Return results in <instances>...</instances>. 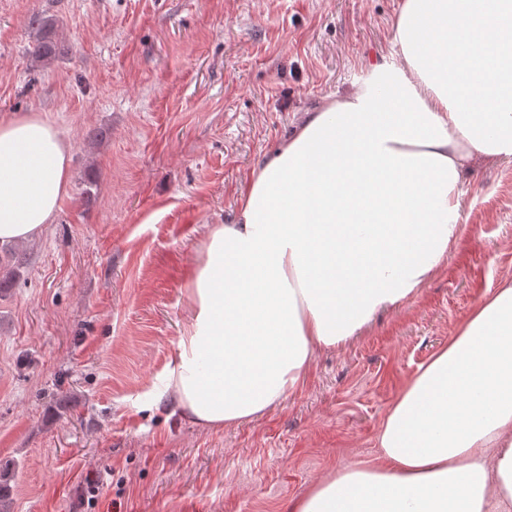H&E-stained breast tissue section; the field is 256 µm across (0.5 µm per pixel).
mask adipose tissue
<instances>
[{
  "label": "adipose tissue",
  "mask_w": 512,
  "mask_h": 512,
  "mask_svg": "<svg viewBox=\"0 0 512 512\" xmlns=\"http://www.w3.org/2000/svg\"><path fill=\"white\" fill-rule=\"evenodd\" d=\"M397 57L303 115L205 227L165 390L217 431L294 392L315 355L416 298L460 236L474 158L512 159V0H403ZM70 147L38 113L0 120V242L54 223ZM373 459L289 512H512V279L391 404Z\"/></svg>",
  "instance_id": "1"
}]
</instances>
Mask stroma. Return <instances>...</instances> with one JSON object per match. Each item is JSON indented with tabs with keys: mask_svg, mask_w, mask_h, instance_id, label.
Instances as JSON below:
<instances>
[{
	"mask_svg": "<svg viewBox=\"0 0 512 512\" xmlns=\"http://www.w3.org/2000/svg\"><path fill=\"white\" fill-rule=\"evenodd\" d=\"M402 0H0V118L71 146L69 189L0 295V482L10 512H286L377 452L388 407L512 276V162L475 163L461 233L416 299L319 352L262 417L205 431L162 396L209 224L302 113L393 52ZM65 52L37 70L28 19ZM95 488V505L81 496Z\"/></svg>",
	"mask_w": 512,
	"mask_h": 512,
	"instance_id": "obj_1",
	"label": "stroma"
}]
</instances>
